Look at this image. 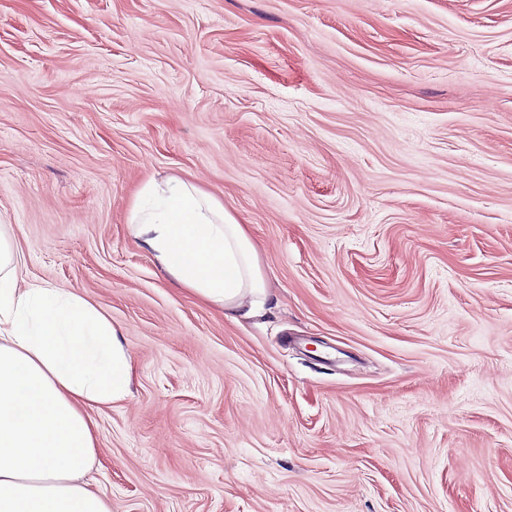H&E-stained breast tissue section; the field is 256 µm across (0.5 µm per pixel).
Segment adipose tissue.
<instances>
[{"mask_svg": "<svg viewBox=\"0 0 512 512\" xmlns=\"http://www.w3.org/2000/svg\"><path fill=\"white\" fill-rule=\"evenodd\" d=\"M129 223L169 278L233 317L268 294L246 225L190 180H147ZM0 232V512H112L83 476L97 451L91 411L128 396L133 376L110 318L43 283L19 287Z\"/></svg>", "mask_w": 512, "mask_h": 512, "instance_id": "1", "label": "adipose tissue"}]
</instances>
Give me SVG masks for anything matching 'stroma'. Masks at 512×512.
I'll use <instances>...</instances> for the list:
<instances>
[{
  "mask_svg": "<svg viewBox=\"0 0 512 512\" xmlns=\"http://www.w3.org/2000/svg\"><path fill=\"white\" fill-rule=\"evenodd\" d=\"M182 176L269 296L173 285ZM0 231L112 319V512H512V0H0ZM129 224L169 278L226 317L252 297L245 316L258 313L268 294L258 253L245 224L217 197L187 178H151L138 190Z\"/></svg>",
  "mask_w": 512,
  "mask_h": 512,
  "instance_id": "obj_1",
  "label": "stroma"
}]
</instances>
